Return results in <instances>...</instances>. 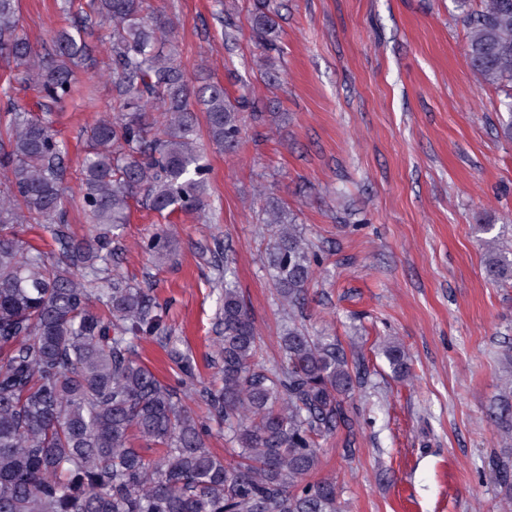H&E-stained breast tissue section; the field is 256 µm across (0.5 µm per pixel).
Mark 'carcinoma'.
I'll use <instances>...</instances> for the list:
<instances>
[{"label": "carcinoma", "instance_id": "1", "mask_svg": "<svg viewBox=\"0 0 512 512\" xmlns=\"http://www.w3.org/2000/svg\"><path fill=\"white\" fill-rule=\"evenodd\" d=\"M469 28L467 57L478 79L503 93L512 140V0H455ZM112 27L110 58L117 95L112 112L91 129L80 169L77 204L94 229L78 238L64 224L67 145L50 113L15 107L0 112V512H340L336 481L310 480L319 445L352 431L346 407L364 364L334 336H312L296 320L319 256L275 199L263 223L273 228L267 264L279 301L288 306L280 336L282 362L258 361L260 336L229 264L219 271L220 325L213 363L220 383L198 397L224 423L235 445L230 459L206 446L191 398L195 369L172 345L166 354L180 386L161 380L135 357L136 342L164 331L159 305L116 270L115 230L127 223L130 200L144 191L152 210L203 214L210 166L199 143L238 151L247 107L218 82L193 88L172 38L177 21L149 0H92ZM252 31L276 50L270 0H257ZM88 47L82 27L58 30L41 54L20 25L18 0H0V56L19 80L60 103L73 93V67ZM44 224L54 256L22 238ZM162 229L143 248L167 254ZM485 272L512 279V259L487 242ZM393 374L406 378L404 348L384 349ZM512 431V379L491 408ZM159 450L153 459L135 448ZM493 469L512 502V464Z\"/></svg>", "mask_w": 512, "mask_h": 512}]
</instances>
